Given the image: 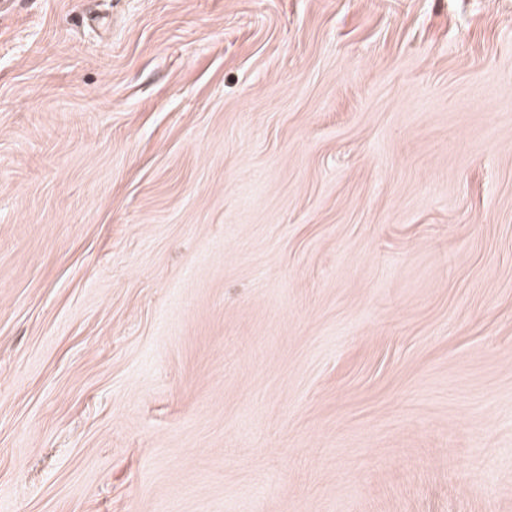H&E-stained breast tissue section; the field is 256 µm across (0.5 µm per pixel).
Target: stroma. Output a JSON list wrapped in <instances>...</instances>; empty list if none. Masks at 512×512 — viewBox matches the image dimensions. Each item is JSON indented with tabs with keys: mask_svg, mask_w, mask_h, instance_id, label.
I'll return each mask as SVG.
<instances>
[{
	"mask_svg": "<svg viewBox=\"0 0 512 512\" xmlns=\"http://www.w3.org/2000/svg\"><path fill=\"white\" fill-rule=\"evenodd\" d=\"M0 512H512V0H11Z\"/></svg>",
	"mask_w": 512,
	"mask_h": 512,
	"instance_id": "1",
	"label": "stroma"
}]
</instances>
